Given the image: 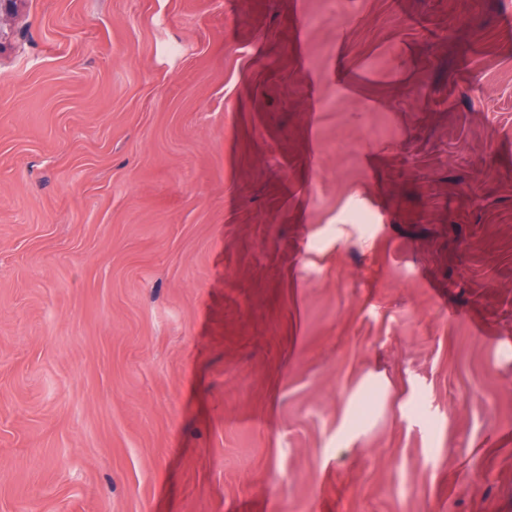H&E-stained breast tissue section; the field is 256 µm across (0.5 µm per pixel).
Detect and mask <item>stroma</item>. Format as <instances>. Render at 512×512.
I'll return each instance as SVG.
<instances>
[{
  "mask_svg": "<svg viewBox=\"0 0 512 512\" xmlns=\"http://www.w3.org/2000/svg\"><path fill=\"white\" fill-rule=\"evenodd\" d=\"M1 28L0 512H512V0Z\"/></svg>",
  "mask_w": 512,
  "mask_h": 512,
  "instance_id": "1",
  "label": "stroma"
}]
</instances>
